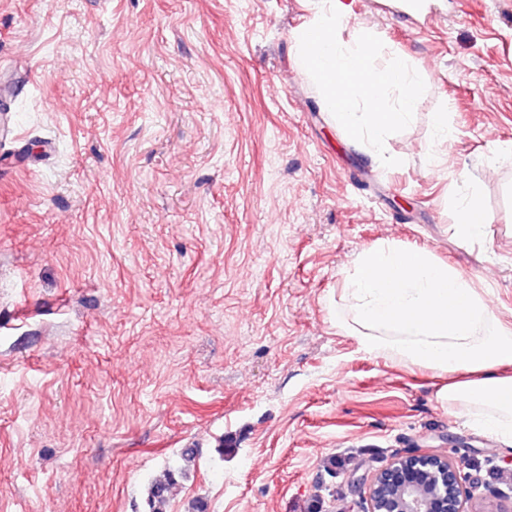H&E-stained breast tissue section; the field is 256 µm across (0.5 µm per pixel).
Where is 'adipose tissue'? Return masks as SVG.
<instances>
[{"label":"adipose tissue","instance_id":"1","mask_svg":"<svg viewBox=\"0 0 512 512\" xmlns=\"http://www.w3.org/2000/svg\"><path fill=\"white\" fill-rule=\"evenodd\" d=\"M483 214L477 187L464 182L456 235L485 239ZM336 325L369 354L447 376L439 403L512 445V326L472 279L427 250L377 243L342 270Z\"/></svg>","mask_w":512,"mask_h":512}]
</instances>
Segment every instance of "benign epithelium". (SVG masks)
Instances as JSON below:
<instances>
[{
  "instance_id": "7a95c632",
  "label": "benign epithelium",
  "mask_w": 512,
  "mask_h": 512,
  "mask_svg": "<svg viewBox=\"0 0 512 512\" xmlns=\"http://www.w3.org/2000/svg\"><path fill=\"white\" fill-rule=\"evenodd\" d=\"M364 495L369 512H468L461 470L443 454L395 458L372 475Z\"/></svg>"
}]
</instances>
